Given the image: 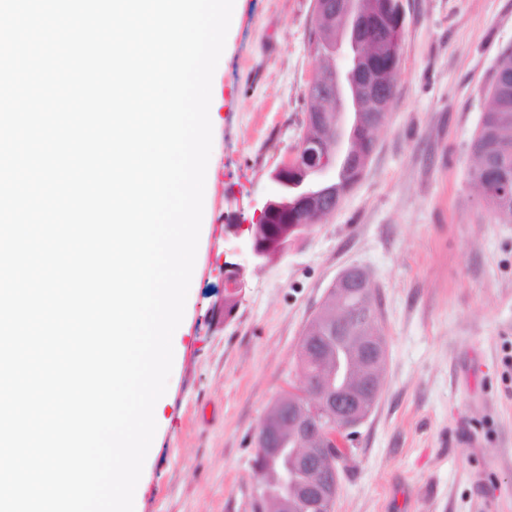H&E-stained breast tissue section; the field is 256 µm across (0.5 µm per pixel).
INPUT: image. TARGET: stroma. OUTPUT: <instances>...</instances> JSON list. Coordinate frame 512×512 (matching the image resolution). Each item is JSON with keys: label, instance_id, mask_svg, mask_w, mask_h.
I'll return each instance as SVG.
<instances>
[{"label": "stroma", "instance_id": "1", "mask_svg": "<svg viewBox=\"0 0 512 512\" xmlns=\"http://www.w3.org/2000/svg\"><path fill=\"white\" fill-rule=\"evenodd\" d=\"M314 0H238L212 81L209 170L230 171L204 202L195 267L134 512H251L256 436L303 383L304 327L336 277L358 266L382 303L381 392L338 467L333 512H512V224L469 180L470 143L512 0H402L396 97L361 180L335 213L258 266L227 308L224 218L252 203L291 156L317 62Z\"/></svg>", "mask_w": 512, "mask_h": 512}]
</instances>
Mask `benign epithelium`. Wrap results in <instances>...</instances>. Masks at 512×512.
<instances>
[{"mask_svg":"<svg viewBox=\"0 0 512 512\" xmlns=\"http://www.w3.org/2000/svg\"><path fill=\"white\" fill-rule=\"evenodd\" d=\"M313 19L324 27L338 23L336 41L325 47L330 57L345 58L348 65L335 63L330 68L331 91L321 83L310 82L309 96L318 102L336 103L335 114L317 110L306 113L294 153L271 173L269 192L253 204V224L227 226L235 237L245 239L256 264L272 262V247L285 252L290 242L286 233L278 236L275 244L265 241L253 225L269 224L278 217L286 222L292 210H305L321 219L338 209L342 198L331 194L336 171L354 165L345 141H354L360 132L375 137L395 98L396 84L377 60L393 58L399 52L402 6H397L393 14L390 35L379 44L363 37L367 19L364 0H314ZM244 275L241 265L224 262V288L230 299L245 287ZM370 284L362 269L344 270L328 292V297H336V307L324 305L315 314L317 319L334 320L336 326L344 327L352 315L342 304L341 296L354 288L363 290L366 311L365 317L356 322L354 350L361 375L343 385L328 377L314 386L308 403L285 397L267 413L257 434L258 462L281 456L290 458V462L275 476L272 488L267 483V472L259 471L262 483L252 505L255 512H308L315 505L322 512H333L338 479L336 458L329 450L347 447L354 429L372 411L386 357L383 339L372 334L380 307ZM290 439L298 447H288Z\"/></svg>","mask_w":512,"mask_h":512,"instance_id":"1","label":"benign epithelium"}]
</instances>
